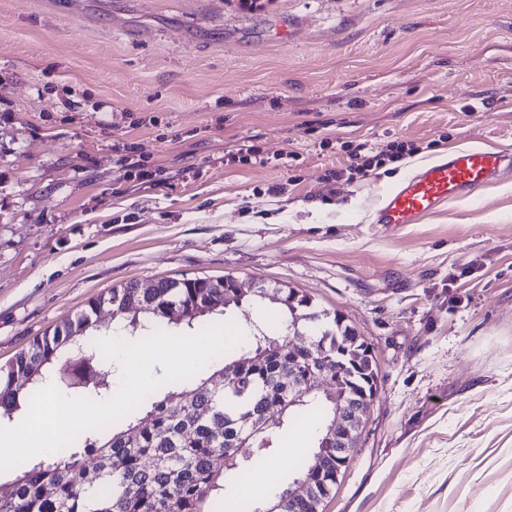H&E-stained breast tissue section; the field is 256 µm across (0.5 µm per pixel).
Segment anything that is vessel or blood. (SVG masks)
I'll return each instance as SVG.
<instances>
[{
  "label": "vessel or blood",
  "mask_w": 512,
  "mask_h": 512,
  "mask_svg": "<svg viewBox=\"0 0 512 512\" xmlns=\"http://www.w3.org/2000/svg\"><path fill=\"white\" fill-rule=\"evenodd\" d=\"M509 176L510 153L484 148L454 151L420 168L388 192L374 212V221L389 227L416 224L447 202Z\"/></svg>",
  "instance_id": "b4317fda"
}]
</instances>
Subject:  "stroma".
<instances>
[{
  "label": "stroma",
  "mask_w": 512,
  "mask_h": 512,
  "mask_svg": "<svg viewBox=\"0 0 512 512\" xmlns=\"http://www.w3.org/2000/svg\"><path fill=\"white\" fill-rule=\"evenodd\" d=\"M475 147L512 154V0H0V364L132 280L283 285L378 375L322 512H512V177L373 221ZM393 149L392 153L390 154L379 153L372 156L368 154L371 153V151H368L366 144L359 143L349 155V158L351 160L349 170L366 176L367 172L373 168V165L375 167H378L380 164H382V156H388L390 160H395L401 158L404 154L407 153V150L405 149V144L403 142L397 144L396 146L394 145ZM374 161H376L375 164Z\"/></svg>",
  "instance_id": "35a3bbf8"
}]
</instances>
